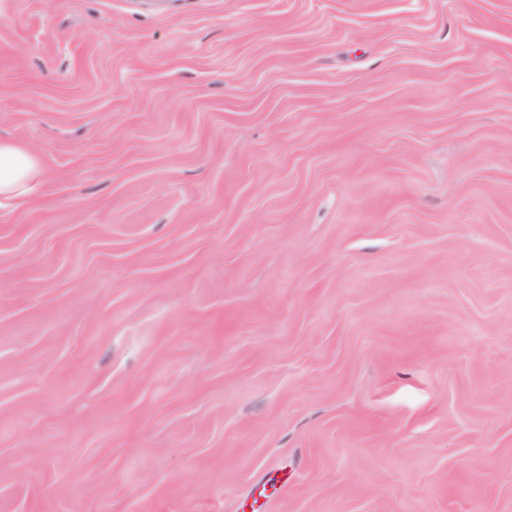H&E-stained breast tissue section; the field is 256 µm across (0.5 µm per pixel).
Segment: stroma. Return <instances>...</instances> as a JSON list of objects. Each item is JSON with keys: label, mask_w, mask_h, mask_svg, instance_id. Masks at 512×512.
Instances as JSON below:
<instances>
[{"label": "stroma", "mask_w": 512, "mask_h": 512, "mask_svg": "<svg viewBox=\"0 0 512 512\" xmlns=\"http://www.w3.org/2000/svg\"><path fill=\"white\" fill-rule=\"evenodd\" d=\"M0 141V512H512V0H0ZM43 175L40 160L24 145L0 142V199L28 196Z\"/></svg>", "instance_id": "1"}]
</instances>
